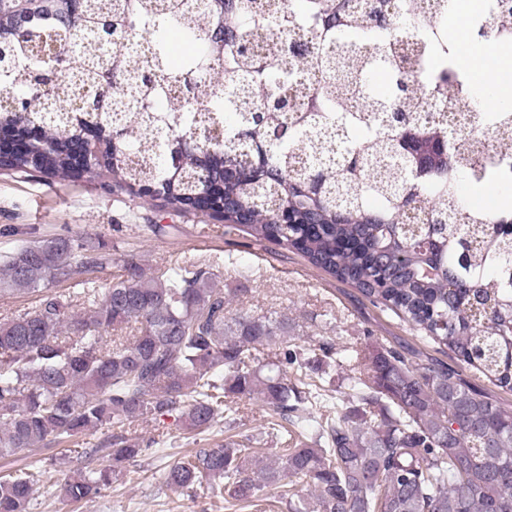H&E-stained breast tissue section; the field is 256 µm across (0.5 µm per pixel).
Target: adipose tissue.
Segmentation results:
<instances>
[{"instance_id": "ef3b65f1", "label": "adipose tissue", "mask_w": 512, "mask_h": 512, "mask_svg": "<svg viewBox=\"0 0 512 512\" xmlns=\"http://www.w3.org/2000/svg\"><path fill=\"white\" fill-rule=\"evenodd\" d=\"M488 0H451L448 26L457 30L460 58L467 71L477 78L475 90L481 108L497 112L512 108V85L506 84L504 75L512 73V45H479L472 43L463 25L464 17L486 14Z\"/></svg>"}]
</instances>
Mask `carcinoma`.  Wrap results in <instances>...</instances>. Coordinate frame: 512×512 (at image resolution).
I'll use <instances>...</instances> for the list:
<instances>
[{"label":"carcinoma","mask_w":512,"mask_h":512,"mask_svg":"<svg viewBox=\"0 0 512 512\" xmlns=\"http://www.w3.org/2000/svg\"><path fill=\"white\" fill-rule=\"evenodd\" d=\"M494 8L493 18L474 22L477 40L512 42V0ZM83 13L82 83L95 91L103 80L97 25L107 19L117 43L106 92L140 109L112 117L123 131L117 150L133 153L109 169L114 185L137 193L152 186L183 210L188 193L234 168L217 212L224 232L243 228L259 243L301 252L393 311L424 342L448 348L459 368L423 364L379 343L279 347L288 323L232 312L235 293L205 269L148 277L134 256L101 288L84 280L79 295L88 312L76 314L73 296L46 289L112 266V252L73 236L28 241L0 252V294L35 299L0 319V457L112 427L81 452L112 466L67 472L59 484L63 498L87 500L112 484L118 467L160 443L137 435L135 423L172 416L190 432L221 420L231 427L244 400L265 406L278 431L327 402L312 373L341 355L353 362L348 397L364 406L359 417L336 412L314 428L315 444L289 448L261 470L243 442L198 448L168 467L165 483L225 492L234 507L255 505L264 487L286 479L310 491L292 494L288 512H512V410L464 377L512 392V210L472 214L458 183L491 184L496 173L456 136L429 169L394 156L404 133L448 135L447 123L421 111L427 64L432 93L457 91L448 109H459L465 96L474 124L512 130V110L483 111L455 54L429 30L418 32L414 57L397 47L406 19L428 13L429 25L441 27L448 0H300L298 8L286 0L276 38L287 39L293 26L309 36L270 56L251 47L254 31L269 24L261 0H206L200 8L186 0H83ZM178 22L202 34L206 56L174 65L160 45L144 49L146 32ZM25 29L0 43V92L31 98L36 77L47 79L73 134L87 113L70 94L71 70L32 47L42 34L61 43L73 32L61 18ZM375 70L390 77L385 93L371 86ZM300 71L318 73V86L297 84ZM173 87L181 95L167 114L153 113L151 99ZM66 149L51 133L9 170L49 169L64 178ZM189 172L199 179L182 182ZM258 181L269 189L261 205L253 195ZM285 208L297 223L277 227ZM271 346L264 371L259 353ZM290 367L302 372L294 382ZM44 474L33 466L0 476V512H29Z\"/></svg>","instance_id":"1"}]
</instances>
